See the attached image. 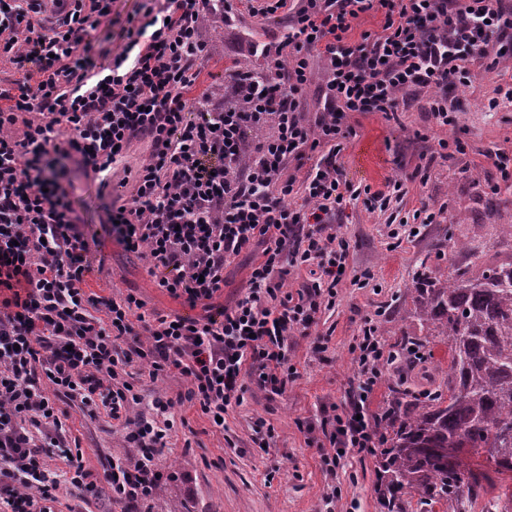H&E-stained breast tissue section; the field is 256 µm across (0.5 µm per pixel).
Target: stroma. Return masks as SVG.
Instances as JSON below:
<instances>
[{
  "label": "stroma",
  "instance_id": "35a3bbf8",
  "mask_svg": "<svg viewBox=\"0 0 512 512\" xmlns=\"http://www.w3.org/2000/svg\"><path fill=\"white\" fill-rule=\"evenodd\" d=\"M148 0H112V10L88 31L83 43L96 64H105L121 51L130 27L137 25ZM288 28L285 14L250 16L245 0H229L223 14L211 15L202 38L207 55L196 84L188 91L191 100L212 96L222 103L232 93L224 75L232 63L254 61L256 45H276ZM471 83L458 86L454 126H438L429 112V91H410L403 98L398 120H386L378 112H355L349 119L355 135L340 162L347 181L360 187L383 189L386 180L410 175L430 164L427 183H409L407 195L385 209H368L356 203L341 217V231L350 243L351 265L369 271L365 288L343 282L334 307H322L307 335L290 339L289 357L297 369L285 392L272 396L247 385L241 404L224 415L223 427H215L199 403L179 402L187 382L173 373L150 381L144 364L134 363L129 372L144 395L163 394L175 399L170 414L174 426L167 448L157 464L171 478L162 495L144 503L145 512H326L324 498L338 491L336 512H385L375 492L378 482L376 456L348 455L337 474H330L318 450L324 417L341 412L358 365L352 347L366 320H373L386 343L403 337L421 342L423 356L384 366L382 376L368 399L370 412L385 411L397 390L424 399L441 390L448 376V348L440 342L422 343L419 325L412 315L406 290L424 255L433 265L452 272L465 268L478 274L490 264L512 260V242L499 238L496 225L512 224V202L497 216H488L484 199L500 179L487 160L491 151L512 159V110L487 109L499 83L495 74L473 65ZM462 139L464 152L439 156L441 140ZM150 151L147 139L133 142L125 158L115 165L109 184L87 176L75 163L53 157L61 171V186L71 203L73 217L102 259V269L92 271L83 284L86 293L104 298L135 295L145 311L164 314L219 312L240 298L247 286L252 259L244 255L224 271V288L209 306L189 307L156 285L155 276L141 254L123 249L106 222L112 203L130 200L136 173ZM446 205L436 223L423 224L419 234L400 246L390 245L389 224L400 223L423 206ZM474 240L479 248L472 256L456 251L445 241L446 232ZM66 411L65 437L69 448L83 454L92 481H100L113 459L133 458L122 426L105 412H90L78 403L60 399ZM459 461L486 474L484 500L512 490V472H498L485 454L460 449ZM121 504L108 496L82 494L61 482L54 512H121Z\"/></svg>",
  "mask_w": 512,
  "mask_h": 512
}]
</instances>
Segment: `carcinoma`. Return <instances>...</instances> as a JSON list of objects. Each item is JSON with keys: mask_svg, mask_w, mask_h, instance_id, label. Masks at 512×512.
Instances as JSON below:
<instances>
[{"mask_svg": "<svg viewBox=\"0 0 512 512\" xmlns=\"http://www.w3.org/2000/svg\"><path fill=\"white\" fill-rule=\"evenodd\" d=\"M232 69L253 88L267 82L264 68L238 63ZM428 260L412 275L414 317L427 335L448 344V397L390 406L379 421L385 448L376 493L387 512H403L409 492L472 512L487 477L448 449L483 451L496 467L512 471V262L478 276L458 270L433 277Z\"/></svg>", "mask_w": 512, "mask_h": 512, "instance_id": "cac0c4a2", "label": "carcinoma"}]
</instances>
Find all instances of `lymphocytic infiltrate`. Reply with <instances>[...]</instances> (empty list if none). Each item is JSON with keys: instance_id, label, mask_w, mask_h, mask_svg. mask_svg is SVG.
Returning a JSON list of instances; mask_svg holds the SVG:
<instances>
[{"instance_id": "lymphocytic-infiltrate-1", "label": "lymphocytic infiltrate", "mask_w": 512, "mask_h": 512, "mask_svg": "<svg viewBox=\"0 0 512 512\" xmlns=\"http://www.w3.org/2000/svg\"><path fill=\"white\" fill-rule=\"evenodd\" d=\"M203 5L157 0L122 52L99 66L83 37L112 0H0V59L19 74L13 89L0 88V512H53L64 481L97 491L63 441L61 397L104 410L139 449L105 473L113 501L133 512L155 495L174 402L158 395L150 413H134L143 398L123 377L133 360L154 381L178 372L186 400L213 417L241 403L244 380L283 393L297 373L289 337L335 304L347 277L350 244L337 215L353 201L373 206L408 191V180L391 179L386 192L366 195L343 179L337 158L354 135L349 113L394 120L406 91L429 89L437 124L454 125L448 91L468 82L478 60L500 78L489 109L512 107V0H270L264 13L284 11L288 33L260 111L190 122L185 94L205 59ZM46 11L57 16L48 29L33 20ZM370 12L383 16L378 30L352 39ZM317 77L322 108L311 116L299 103ZM269 125L255 163L240 166L244 131ZM141 135L151 152L129 203L109 214L112 232L147 259L159 288L192 305L214 298L241 254L259 252L246 292L219 316L149 314L134 295L106 300L82 288L93 269L89 243L46 159L91 158L104 173ZM292 165L307 167L304 180L289 175ZM296 195L301 205H290ZM304 265L318 277L287 289ZM354 351L359 373L347 405L321 423L332 472L382 443L367 402L397 354L371 323ZM49 448L65 459L64 474L44 467Z\"/></svg>"}]
</instances>
